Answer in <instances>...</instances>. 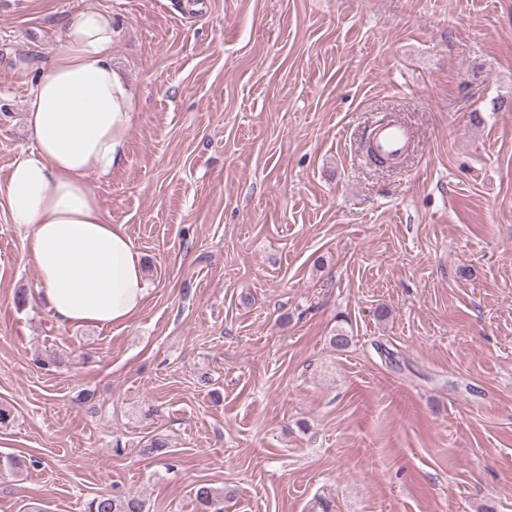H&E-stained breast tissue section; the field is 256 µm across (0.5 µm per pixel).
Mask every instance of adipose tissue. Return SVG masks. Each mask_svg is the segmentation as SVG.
<instances>
[{
	"label": "adipose tissue",
	"mask_w": 512,
	"mask_h": 512,
	"mask_svg": "<svg viewBox=\"0 0 512 512\" xmlns=\"http://www.w3.org/2000/svg\"><path fill=\"white\" fill-rule=\"evenodd\" d=\"M111 14L69 15L63 46L34 82L26 123L34 148L0 183L56 324L126 325L151 288L123 225L111 223L86 180L109 174L125 151L130 94L112 65Z\"/></svg>",
	"instance_id": "1"
}]
</instances>
